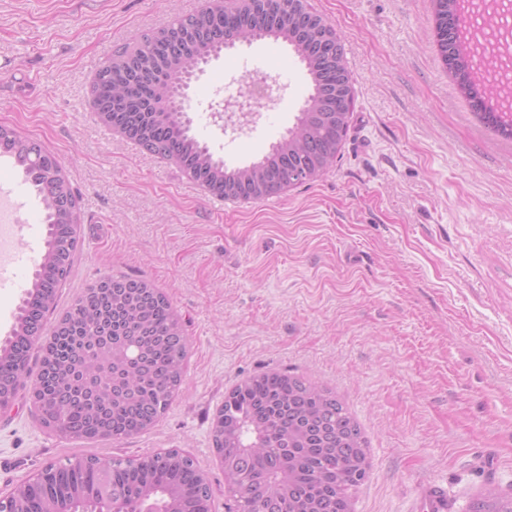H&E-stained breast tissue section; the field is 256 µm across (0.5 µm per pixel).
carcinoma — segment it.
I'll return each instance as SVG.
<instances>
[{"mask_svg": "<svg viewBox=\"0 0 512 512\" xmlns=\"http://www.w3.org/2000/svg\"><path fill=\"white\" fill-rule=\"evenodd\" d=\"M448 0H435V41L441 57L454 52L461 60L458 76L466 97L487 127L512 139V127L500 125L495 101L484 83L471 80L477 60L448 39L442 20ZM308 12L304 0H281L277 20L257 19L251 40L272 37L292 46L305 64L312 88L293 127L250 169H264L283 185L303 182L305 161L294 151L301 139L338 158L347 134L354 99L343 106V120L325 124L316 117L322 92L342 80L351 83L347 66L320 59L318 45L328 29L311 32L305 42L293 37L297 17ZM242 16L232 9L195 18L208 28V40L181 59L183 68L168 75L165 89L138 86L112 119L133 131L151 149L168 148L200 186L218 190L240 178L189 134L175 109L186 66L220 51L222 35L238 28ZM128 73L152 63L150 39L130 52L123 49L100 66L91 104L114 99L108 79L120 59ZM0 153L23 167L41 195L47 235L31 286L17 309L15 325L0 343V409L8 408L29 377L32 357L40 373L30 390L40 422L63 429L75 441L128 438L153 427L180 388L188 342L170 301L148 281L109 276L98 288L88 287L74 306L43 336L44 320L54 308L57 291L71 274L79 247V206L68 179L52 167L54 155L11 127L0 124ZM224 484L226 512H344L352 490L367 478L360 463L368 459V442L355 418L329 388L285 371H269L236 384L224 397ZM208 483L191 455L173 450L139 459L74 455L50 464L34 482L16 486L0 498V512H210ZM475 512H512V496L491 488Z\"/></svg>", "mask_w": 512, "mask_h": 512, "instance_id": "cac0c4a2", "label": "carcinoma"}]
</instances>
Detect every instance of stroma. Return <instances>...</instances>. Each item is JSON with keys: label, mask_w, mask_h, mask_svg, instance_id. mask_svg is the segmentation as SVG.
<instances>
[{"label": "stroma", "mask_w": 512, "mask_h": 512, "mask_svg": "<svg viewBox=\"0 0 512 512\" xmlns=\"http://www.w3.org/2000/svg\"><path fill=\"white\" fill-rule=\"evenodd\" d=\"M208 0H0V124L61 163L81 198L63 315L110 275L151 281L180 315L183 382L149 430L68 441L28 390L0 412V494L72 455L191 454L224 512L212 422L225 393L265 371L322 381L359 422L370 470L352 512H414L426 485L449 512L487 488L512 495V139L474 114L437 49L433 0H307L343 38L354 108L339 160L262 200L204 192L178 162L108 128L88 105L120 48ZM264 78L273 100L211 112L225 85ZM310 83L290 47L224 49L191 84V133L225 167L257 161L292 126ZM0 185L25 200V248H42L41 199L22 167ZM0 288V341L30 283Z\"/></svg>", "instance_id": "35a3bbf8"}]
</instances>
